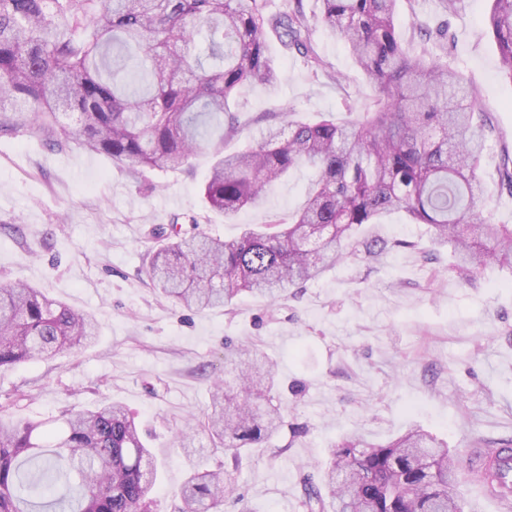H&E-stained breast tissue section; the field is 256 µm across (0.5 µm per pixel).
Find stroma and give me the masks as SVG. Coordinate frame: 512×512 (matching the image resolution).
I'll list each match as a JSON object with an SVG mask.
<instances>
[{
  "instance_id": "stroma-1",
  "label": "stroma",
  "mask_w": 512,
  "mask_h": 512,
  "mask_svg": "<svg viewBox=\"0 0 512 512\" xmlns=\"http://www.w3.org/2000/svg\"><path fill=\"white\" fill-rule=\"evenodd\" d=\"M491 0H464L448 18V48L489 112L494 133L479 176L494 223L512 224V190L498 168L512 154V81L500 69L485 27ZM276 89L241 90L245 130L228 149L246 148L261 118L295 110L316 120L360 111L373 93L346 46L314 26L318 53L343 78L314 76L306 61L266 30ZM207 154L177 171L136 180L105 155L50 148L33 133L0 138V284L23 282L92 314L96 343L0 367V409L16 419L119 403L135 415L158 464V512H179L177 494L192 468L178 440L198 432L224 345L252 346L276 364L286 425L241 466L237 503L224 512H304L302 474L323 482L329 450L357 435L371 443L413 426L468 448L472 438L512 439V273L487 268L469 280L449 273V247H435L403 215L370 234L411 241L376 261L351 259L273 306L240 294L224 309L190 312L150 285V230L179 219L225 240L246 226L287 218L311 174L300 169L234 219L211 211L200 192Z\"/></svg>"
}]
</instances>
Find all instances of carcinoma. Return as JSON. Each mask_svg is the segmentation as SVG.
<instances>
[{
	"instance_id": "carcinoma-1",
	"label": "carcinoma",
	"mask_w": 512,
	"mask_h": 512,
	"mask_svg": "<svg viewBox=\"0 0 512 512\" xmlns=\"http://www.w3.org/2000/svg\"><path fill=\"white\" fill-rule=\"evenodd\" d=\"M402 1L415 2L321 0L315 23L344 42L375 90L355 118L309 124L290 110L252 145L228 152L224 141L242 132L237 94L278 82L265 28L327 73L300 7L265 17L259 0H0V138L32 132L53 148L105 153L136 179L147 168L178 170L209 149L201 191L226 219L259 206L290 171L310 170L286 224L272 219L224 241L184 236L176 219L151 230L160 242L150 251L152 285L190 311L222 308L242 292L275 303L352 257L413 248L359 236L399 212L427 225L434 242L452 243L455 276L492 265L512 273V225L487 216L477 175L494 132L490 115L453 65L448 26H420L402 40ZM488 25L512 80V0H493ZM97 333L93 316L37 288L0 285V367L87 347ZM227 363L204 423L227 463L189 472L181 512H224L242 455L285 425L266 355L231 349ZM45 426L0 417V512H139L152 501L157 466L122 405L67 410L57 430ZM460 456L419 427L386 443L348 440L330 449L332 512H464ZM302 507L325 512L322 488L309 479Z\"/></svg>"
}]
</instances>
